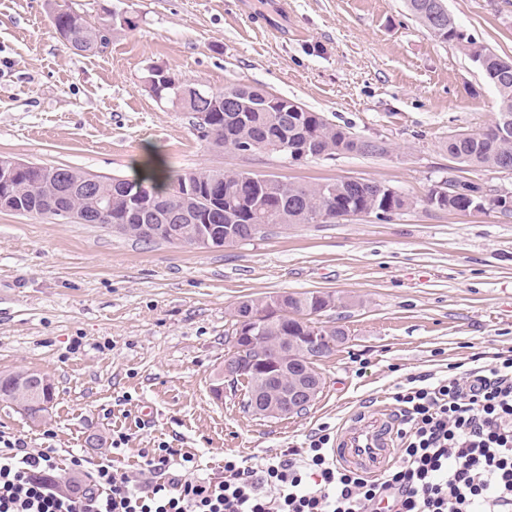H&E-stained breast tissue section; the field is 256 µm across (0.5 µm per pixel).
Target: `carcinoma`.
Segmentation results:
<instances>
[{"label": "carcinoma", "instance_id": "carcinoma-1", "mask_svg": "<svg viewBox=\"0 0 512 512\" xmlns=\"http://www.w3.org/2000/svg\"><path fill=\"white\" fill-rule=\"evenodd\" d=\"M411 15L440 42L456 46L474 62L485 80L499 96L498 113L512 114V60L504 59L477 41L448 13L444 0H405ZM50 20L56 34L65 39L64 46L82 53H100L110 43L103 27L93 26L81 17L59 13L50 7ZM157 90L172 105L191 114L192 119L204 114L208 129L198 132V138L211 149L241 151L248 145L272 140L287 141L288 154L308 159L332 157L341 153L381 156L387 145H374L347 127L329 122L324 115L303 108L285 98L279 105L264 101L263 90L243 84H230L216 92H207L197 84L167 70L159 78ZM448 155L477 168L501 169L512 167V136L504 137L492 123L479 132L459 133L448 137ZM216 181L235 192L224 201V208L211 211L203 203L204 191ZM188 187L184 191L180 186ZM142 191L153 200L146 220L148 224H171L178 227L179 237L151 236L140 232L139 220L130 217L129 197ZM479 187L462 181L456 194L439 201L427 194L424 202L431 208L440 206L450 212L465 213L471 209V198ZM10 211L35 214L63 220L65 216L50 210L55 204L65 211L90 215L94 224L118 229L139 241L163 240L169 243L192 244L200 234L224 237V226L233 225L234 235L241 241L250 240L252 225L264 220L272 228L290 224H310L312 214L339 208L356 211L375 208L395 213L409 208L412 202L402 193L373 181L340 180L315 184H294L271 174L248 171L200 170L168 177L162 183L153 177L126 179L94 176L65 168L31 164L11 180ZM338 298L329 293H292L287 306L295 311L323 308ZM268 298L247 299L234 314L231 332L226 341L232 343L237 334L239 318L247 312L265 310ZM282 323L278 318H266L261 333L255 337L258 352L272 357L281 346ZM304 371L283 365L280 373L266 379L248 375L246 405H252L255 395L267 390L278 391L288 379Z\"/></svg>", "mask_w": 512, "mask_h": 512}]
</instances>
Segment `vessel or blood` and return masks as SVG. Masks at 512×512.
<instances>
[{"label":"vessel or blood","mask_w":512,"mask_h":512,"mask_svg":"<svg viewBox=\"0 0 512 512\" xmlns=\"http://www.w3.org/2000/svg\"><path fill=\"white\" fill-rule=\"evenodd\" d=\"M394 419L385 410L360 415L344 426L332 454L341 465L375 476L395 457Z\"/></svg>","instance_id":"obj_1"}]
</instances>
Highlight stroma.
Masks as SVG:
<instances>
[{"mask_svg":"<svg viewBox=\"0 0 512 512\" xmlns=\"http://www.w3.org/2000/svg\"><path fill=\"white\" fill-rule=\"evenodd\" d=\"M459 25L512 58V0H445ZM89 22L125 11L130 28L95 55L58 40L46 0H0V157L129 178L149 150L170 174L250 170L312 184L390 186L412 208L377 219L293 224L232 247L138 241L113 228L0 211V379L46 374L42 418L0 402V439L53 449L85 472L140 468L146 448H180L197 474L301 447L362 410L393 407L408 378L446 375L512 350V216L425 205L449 176L512 191V171L449 158V136L489 124L497 92L404 0H79ZM161 66L206 90L244 84L383 139V156L298 163L214 151L189 113L157 101ZM330 292L324 320L347 340L318 365L321 391L299 416L244 408L246 385L211 392L238 303ZM124 436L120 449L112 440Z\"/></svg>","mask_w":512,"mask_h":512,"instance_id":"1","label":"stroma"}]
</instances>
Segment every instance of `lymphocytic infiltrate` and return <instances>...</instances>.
Listing matches in <instances>:
<instances>
[{"label": "lymphocytic infiltrate", "mask_w": 512, "mask_h": 512, "mask_svg": "<svg viewBox=\"0 0 512 512\" xmlns=\"http://www.w3.org/2000/svg\"><path fill=\"white\" fill-rule=\"evenodd\" d=\"M401 448L377 477L336 464L331 436L253 464L228 457L199 477L191 454L163 448L138 472L99 466L69 481L50 449L0 447V512H512V354L395 393Z\"/></svg>", "instance_id": "lymphocytic-infiltrate-1"}]
</instances>
